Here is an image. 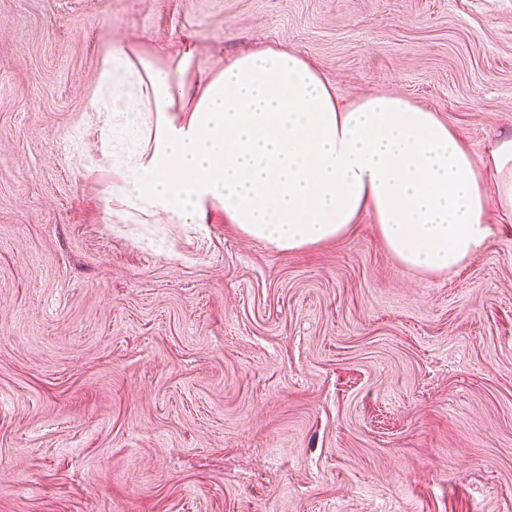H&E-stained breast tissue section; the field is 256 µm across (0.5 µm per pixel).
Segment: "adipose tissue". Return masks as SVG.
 Segmentation results:
<instances>
[{"label": "adipose tissue", "mask_w": 512, "mask_h": 512, "mask_svg": "<svg viewBox=\"0 0 512 512\" xmlns=\"http://www.w3.org/2000/svg\"><path fill=\"white\" fill-rule=\"evenodd\" d=\"M193 62L157 66L112 49L106 111L136 150L113 157L112 194L172 224L207 207L247 237L297 250L347 236L371 215L402 265L451 276L512 220V135L475 155L438 114L393 95L342 103L318 69L268 48L225 62L195 88Z\"/></svg>", "instance_id": "1"}]
</instances>
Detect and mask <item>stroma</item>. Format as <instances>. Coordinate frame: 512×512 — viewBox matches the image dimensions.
<instances>
[{"label":"stroma","instance_id":"35a3bbf8","mask_svg":"<svg viewBox=\"0 0 512 512\" xmlns=\"http://www.w3.org/2000/svg\"><path fill=\"white\" fill-rule=\"evenodd\" d=\"M127 41L512 133V0H0V512H512V223L448 278L368 215L279 251L125 214L94 101Z\"/></svg>","mask_w":512,"mask_h":512}]
</instances>
